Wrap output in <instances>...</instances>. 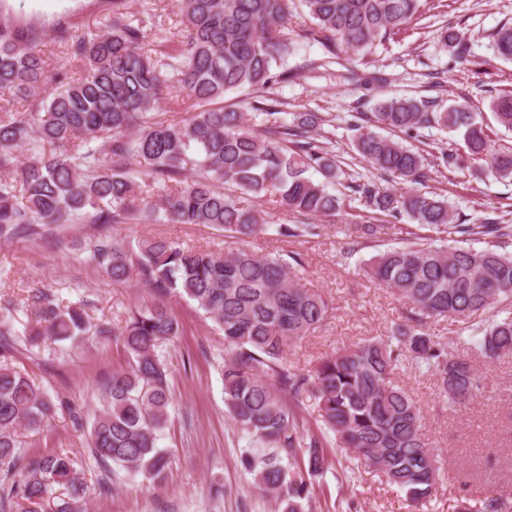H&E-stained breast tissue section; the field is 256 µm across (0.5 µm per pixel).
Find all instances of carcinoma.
Masks as SVG:
<instances>
[{"label": "carcinoma", "instance_id": "obj_1", "mask_svg": "<svg viewBox=\"0 0 512 512\" xmlns=\"http://www.w3.org/2000/svg\"><path fill=\"white\" fill-rule=\"evenodd\" d=\"M313 27L288 26L293 0H179L183 37L165 39L150 56L145 33L130 23L125 0H112V24L78 34L64 20L52 40L69 47L84 74L48 75L34 28L0 19V94L26 102L22 112L0 105V240L41 235L52 225L204 224L240 239L274 232L315 237L312 216H334L345 199L330 190L341 166L332 139L322 132L321 112H284L277 100L250 102L262 111L261 129L244 113L217 103L228 93H260L300 78L286 61L301 41L319 44L331 59L364 56L398 36L423 12L424 0H301ZM440 41L459 59L467 52L459 32L440 27ZM494 54L512 62V22L492 34ZM171 86L195 102L181 122L156 119L162 90ZM495 122L512 131V89L492 97ZM352 146L374 177L351 179L352 196L379 214L408 217L437 234L408 239L375 256L369 274L404 299L413 313L388 339L364 338L336 348L303 372L288 367L287 351L326 320L329 304L301 284L302 258L246 249L212 251L166 238L132 244L100 236L90 259L114 282L131 272L151 288L150 304L131 311L112 331L128 354V367L112 373L102 394L106 408L87 427L89 448L101 465L145 480L168 466L160 440L168 422V370L159 350L178 334L167 300L196 304L224 334V405L236 428L257 447L244 457L254 485L278 505L277 512H310L306 476L330 465L324 435L363 458L416 507L436 496L445 472L427 446L419 407L393 379L405 357L435 377L450 407L482 396L487 367L512 358V224L486 218L468 223L448 198L415 189L398 191L377 181L399 176L410 184L437 166L462 173L467 160L484 159L490 174L512 182V147L495 146L493 130L465 103L441 109L434 100L393 97L372 112H353ZM459 134L460 154L439 139L424 148L380 134L418 139L425 129ZM27 149L21 161L17 149ZM323 180L316 181L310 171ZM156 190L143 193L142 186ZM275 199L295 224H271L259 201ZM385 224H348V236L374 241ZM454 245H449L448 241ZM485 247L477 248L475 244ZM34 336L78 341L88 331L85 311L61 305L48 289L34 288ZM486 321L470 323L486 310ZM454 318L471 335L463 348L426 329L430 318ZM318 404L324 434L305 428L286 400L304 393ZM56 404L28 375L0 364V468L18 459L20 430L37 432ZM298 457L305 470L283 463ZM86 489L76 462L61 453L31 456L19 478L0 483V512H84ZM454 512H512V494L475 493L456 500Z\"/></svg>", "mask_w": 512, "mask_h": 512}]
</instances>
